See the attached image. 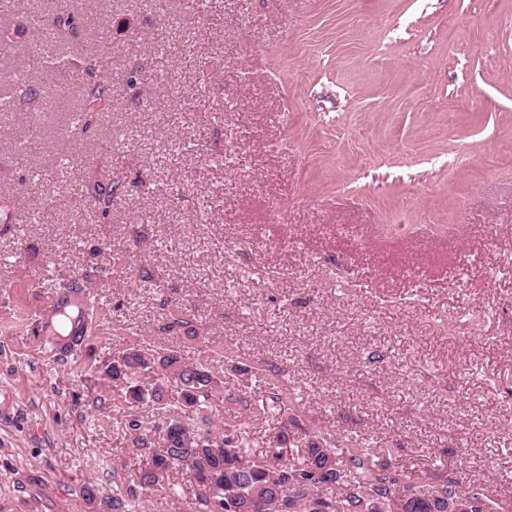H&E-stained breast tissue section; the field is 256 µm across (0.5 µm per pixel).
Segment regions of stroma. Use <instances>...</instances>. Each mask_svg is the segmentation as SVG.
Instances as JSON below:
<instances>
[{"mask_svg": "<svg viewBox=\"0 0 512 512\" xmlns=\"http://www.w3.org/2000/svg\"><path fill=\"white\" fill-rule=\"evenodd\" d=\"M205 3L0 0V77L45 100L0 112V512H200L188 470L138 483L129 423L163 412L109 369L146 344L223 380L206 413L253 456L327 438L512 510V0ZM71 6L64 56L114 48L84 132L34 23ZM78 275L94 333L65 358L37 313Z\"/></svg>", "mask_w": 512, "mask_h": 512, "instance_id": "stroma-1", "label": "stroma"}]
</instances>
